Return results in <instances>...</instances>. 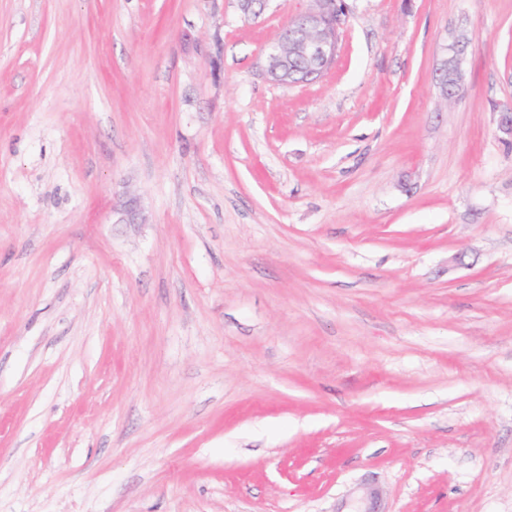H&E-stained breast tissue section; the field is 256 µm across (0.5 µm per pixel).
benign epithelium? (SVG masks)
Masks as SVG:
<instances>
[{"label": "benign epithelium", "instance_id": "obj_1", "mask_svg": "<svg viewBox=\"0 0 512 512\" xmlns=\"http://www.w3.org/2000/svg\"><path fill=\"white\" fill-rule=\"evenodd\" d=\"M310 7L289 17L276 42L268 49L263 73L272 83L282 86L311 84L336 61L339 30L347 18L344 0H309ZM267 0H238V8L247 17L261 16ZM470 38L462 34L446 49L432 75L444 98L454 100L464 84L462 58Z\"/></svg>", "mask_w": 512, "mask_h": 512}]
</instances>
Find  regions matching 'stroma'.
Masks as SVG:
<instances>
[{
  "label": "stroma",
  "instance_id": "1",
  "mask_svg": "<svg viewBox=\"0 0 512 512\" xmlns=\"http://www.w3.org/2000/svg\"><path fill=\"white\" fill-rule=\"evenodd\" d=\"M347 3L0 0V512H512V0ZM308 1L310 7L287 19L265 55L263 73L272 83L311 84L336 61L339 30L347 18V6L344 0ZM296 62L303 66L290 67ZM470 44V38L462 34L446 49V56L441 60L432 75L435 84L440 88L447 100L458 97L464 84V74L461 68L462 58Z\"/></svg>",
  "mask_w": 512,
  "mask_h": 512
}]
</instances>
